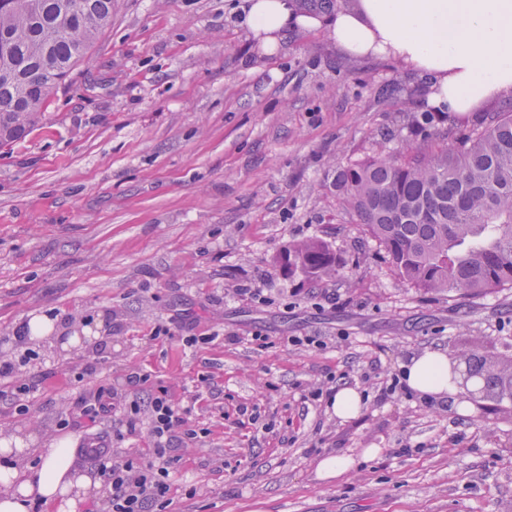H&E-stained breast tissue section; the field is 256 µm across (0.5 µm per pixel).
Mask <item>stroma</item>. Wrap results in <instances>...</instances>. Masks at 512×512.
I'll use <instances>...</instances> for the list:
<instances>
[{
  "label": "stroma",
  "mask_w": 512,
  "mask_h": 512,
  "mask_svg": "<svg viewBox=\"0 0 512 512\" xmlns=\"http://www.w3.org/2000/svg\"><path fill=\"white\" fill-rule=\"evenodd\" d=\"M246 5L121 0L43 120L0 148V357L18 356L31 317L55 327L29 344L26 413L0 381V439L24 436L22 464L45 442L93 435L145 465L147 414L131 436L80 410L103 389L143 406L164 389L197 436L173 445L163 512H512V404L381 393L428 349L512 356V289L404 284L331 187L337 166L456 139L475 113L424 123L426 78L347 56L322 29L264 54ZM314 236L338 275L281 264ZM87 331L104 352L56 342ZM134 372L147 382L129 384ZM343 386L364 396L357 419L313 396ZM337 451L353 470L318 479Z\"/></svg>",
  "instance_id": "obj_1"
}]
</instances>
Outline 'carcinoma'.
<instances>
[{"instance_id":"1","label":"carcinoma","mask_w":512,"mask_h":512,"mask_svg":"<svg viewBox=\"0 0 512 512\" xmlns=\"http://www.w3.org/2000/svg\"><path fill=\"white\" fill-rule=\"evenodd\" d=\"M0 0V146L33 129L112 25L118 0ZM336 194L382 247L400 278L424 292L482 295L512 288V113L477 119L451 146L411 148L336 168ZM311 278L336 275L322 238L282 256ZM464 381L512 402V363L465 358Z\"/></svg>"}]
</instances>
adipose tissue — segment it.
I'll list each match as a JSON object with an SVG mask.
<instances>
[{
    "instance_id": "adipose-tissue-1",
    "label": "adipose tissue",
    "mask_w": 512,
    "mask_h": 512,
    "mask_svg": "<svg viewBox=\"0 0 512 512\" xmlns=\"http://www.w3.org/2000/svg\"><path fill=\"white\" fill-rule=\"evenodd\" d=\"M246 22L267 54L289 31L325 29L352 57L385 56L428 77L436 109L470 112L512 97V0H353L333 15L305 13L297 0H249ZM445 352L427 350L405 367L410 391L443 401L458 392ZM20 437L0 441V512H81L100 488L77 473L65 440L49 442L36 465L17 466Z\"/></svg>"
}]
</instances>
